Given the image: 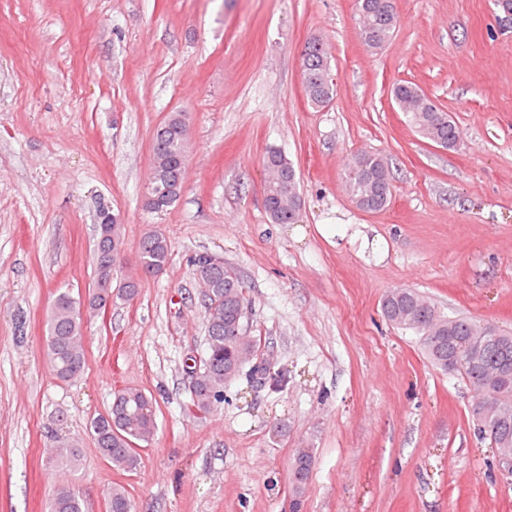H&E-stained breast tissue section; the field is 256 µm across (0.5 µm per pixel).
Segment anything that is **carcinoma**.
<instances>
[{"instance_id": "1", "label": "carcinoma", "mask_w": 512, "mask_h": 512, "mask_svg": "<svg viewBox=\"0 0 512 512\" xmlns=\"http://www.w3.org/2000/svg\"><path fill=\"white\" fill-rule=\"evenodd\" d=\"M359 36L364 46L382 48L393 36L397 16L393 0H356ZM303 84L309 103L329 104L336 94V83L328 53L320 37L312 36L301 54ZM393 98L400 111L408 115L419 134L434 144L450 149L457 139V127L433 99L412 83L398 84ZM188 115L172 112L153 134L149 188L144 207L162 213L176 204L183 192L188 149ZM266 172L264 205L274 224H293L297 220L294 204L301 201L293 164L278 148H269L263 157ZM343 183L350 200L361 210L381 211L391 198V176L387 160L376 154L357 156L344 170ZM97 237L94 248V292L87 309L99 311L101 302L112 297L131 300L141 280L162 273L170 260L168 239L155 230L147 231L138 244L136 268L120 281L112 293L116 266L112 255L122 252L125 230L119 215L104 221L96 215ZM193 271L203 294L206 320L205 349L202 357H188L184 371L197 372L199 381L190 393L189 410L209 414L224 402V387L241 373L249 379L261 373L274 390L288 381V370H272L271 365L252 367L260 340L250 335L248 309L243 282L235 268L215 257L197 254ZM81 301L70 289H58L45 323V350L53 375L70 380L85 365L86 351ZM383 316L395 326L418 335L421 350L436 368L458 374L475 391L473 416L475 429L490 447L512 454V334L502 331L484 334L485 327L467 317L450 318L430 300L412 288H393L381 303ZM157 429L152 398L136 388L114 393L110 410L91 423L93 438L103 457L122 470L139 465L137 446L149 442ZM56 458L72 470L80 464L78 444L59 448ZM314 465L313 449L305 445L295 450L290 462V488L300 506ZM80 496L70 487H54L48 499V512H84ZM108 512H134L129 493L122 485L112 486Z\"/></svg>"}]
</instances>
